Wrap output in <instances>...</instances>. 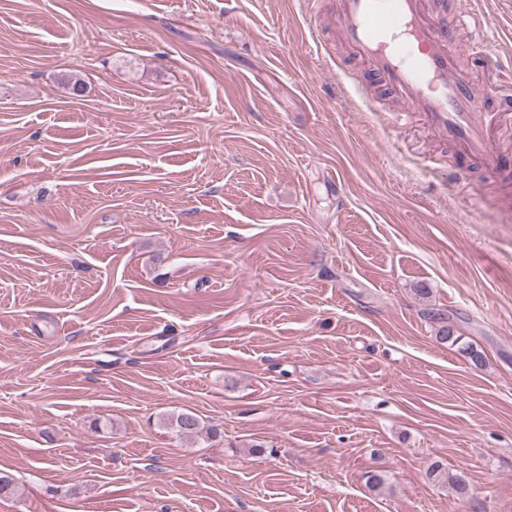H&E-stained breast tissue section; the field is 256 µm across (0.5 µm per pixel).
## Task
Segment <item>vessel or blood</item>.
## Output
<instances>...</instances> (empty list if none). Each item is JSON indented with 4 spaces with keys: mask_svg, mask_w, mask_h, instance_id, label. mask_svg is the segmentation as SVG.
Here are the masks:
<instances>
[{
    "mask_svg": "<svg viewBox=\"0 0 512 512\" xmlns=\"http://www.w3.org/2000/svg\"><path fill=\"white\" fill-rule=\"evenodd\" d=\"M326 23L378 83L406 101L405 110L393 113L394 123L421 116L464 159L512 172V157L497 148L501 113L482 111L471 75L457 64L461 53L477 51L488 41L478 10L464 13L450 28L426 14L423 0H336ZM456 27L471 29L467 44L454 38Z\"/></svg>",
    "mask_w": 512,
    "mask_h": 512,
    "instance_id": "b4317fda",
    "label": "vessel or blood"
}]
</instances>
